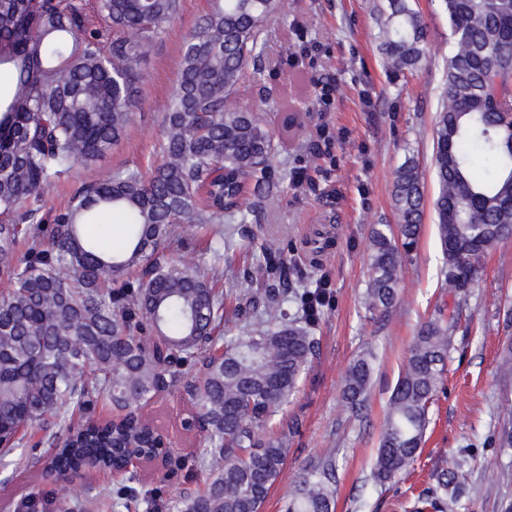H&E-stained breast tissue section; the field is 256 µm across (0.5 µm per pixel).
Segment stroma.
Here are the masks:
<instances>
[{
    "mask_svg": "<svg viewBox=\"0 0 512 512\" xmlns=\"http://www.w3.org/2000/svg\"><path fill=\"white\" fill-rule=\"evenodd\" d=\"M424 19L429 54L414 72L388 78L378 51L379 22L387 0H283L262 32L261 68H247L234 99L260 111L278 147L272 170L308 168L304 189L292 180L280 185L256 223L234 236L221 266L224 290L242 292L251 261L250 242L278 237L285 257L301 269L305 287L327 279L329 302L313 330L319 346L299 389L276 416L269 435L284 438L286 464L262 512H284L303 469L325 460L336 465L334 512H411L434 475L447 462L469 472V486L456 512H504L512 502V451L495 445L503 422L502 403L512 402V374L503 368V348L512 342V240L481 257L482 282L460 309L443 381L429 407L425 443L413 465L395 483L381 485L371 475L378 437L390 395L416 331L438 306L449 301L442 285L443 255L434 211L426 209L416 249L399 280L396 313H370L362 304L370 278L371 230L396 225L392 202L395 170L414 158L424 179L425 197L437 192L433 123L442 106L446 60L453 50L441 0H412ZM209 10V0H181L174 23L156 36L141 64V105L127 135L102 162L106 168L149 167L158 163L163 116L173 92L185 39ZM335 74L330 112L319 114L313 81ZM371 108H363L362 97ZM298 113L296 135L281 136L286 112ZM326 120L334 134L332 158H313L316 125ZM101 166V167H102ZM371 358L372 377L361 410L342 397L344 377L358 357ZM187 408L180 388L155 404L158 417L182 465L169 474L147 466L138 480L161 486L167 499L205 487L207 474L196 464L204 441L181 426ZM16 455H0V512H15L29 500L34 512H63L60 484L40 471L17 465Z\"/></svg>",
    "mask_w": 512,
    "mask_h": 512,
    "instance_id": "obj_1",
    "label": "stroma"
}]
</instances>
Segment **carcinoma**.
I'll use <instances>...</instances> for the list:
<instances>
[{
    "label": "carcinoma",
    "mask_w": 512,
    "mask_h": 512,
    "mask_svg": "<svg viewBox=\"0 0 512 512\" xmlns=\"http://www.w3.org/2000/svg\"><path fill=\"white\" fill-rule=\"evenodd\" d=\"M190 35L163 117L161 161L143 171L117 168L83 184L69 204L46 211L42 197L79 166H93L128 131L140 97L139 66L153 37L176 19L180 0H0V71L13 97L0 101V450L23 439L51 441L44 475L66 482L94 456L106 464L133 450L155 452L161 430L142 409L182 386L205 447V489L167 504L175 512H261L287 459L284 441L260 431L298 391L316 354L315 320L286 321L311 289L296 287L285 246L265 238L252 254L249 281L231 320L245 337L220 333L218 264L167 257L165 245L194 229L228 223L209 249L216 258L242 226L258 219L280 177L269 165L272 132L231 96L261 53L266 21L281 0H210ZM453 51L443 105L433 126L432 202L443 253L441 274L457 303L479 287L478 252L512 238V0H441ZM379 50L392 74L426 59L427 31L409 0H389ZM486 161L476 173L474 155ZM397 229L372 230L363 304L391 313L399 270L421 233L424 191L416 162L394 173ZM124 243L109 251L86 231L112 217ZM33 230L17 255L23 228ZM136 280H127L130 269ZM456 311L421 323L392 394L372 475L385 484L411 465L424 443L428 409L445 372ZM367 357L354 360L343 398L360 407L371 384ZM118 415L100 420L96 405ZM75 412L83 424L70 426ZM502 448L512 447V405L503 408ZM468 474L450 464L413 512H455ZM335 476L327 464L306 471L288 512H332ZM115 498L162 507L160 489L122 485L75 498L99 512Z\"/></svg>",
    "instance_id": "1"
}]
</instances>
